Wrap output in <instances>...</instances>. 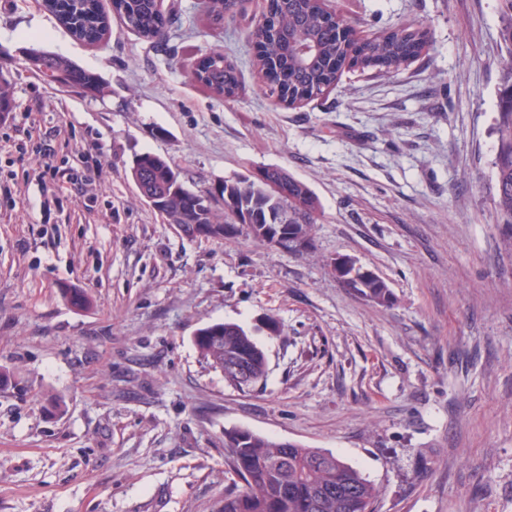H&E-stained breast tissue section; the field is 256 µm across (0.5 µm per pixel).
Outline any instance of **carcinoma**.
I'll return each instance as SVG.
<instances>
[{
    "mask_svg": "<svg viewBox=\"0 0 512 512\" xmlns=\"http://www.w3.org/2000/svg\"><path fill=\"white\" fill-rule=\"evenodd\" d=\"M43 4L80 41L99 43L109 32V16L100 0H43ZM111 4L122 24L146 40L157 39L166 28L153 0H111ZM499 5L502 37L512 50V0H499ZM236 7L237 0H209L216 23L233 16ZM266 16L267 24L255 26L252 33L259 46L253 66L260 75L269 68L275 72L265 94L288 105L324 95L347 65L397 73L426 45L420 32L394 28L361 46L340 35L345 18L325 9L320 0H269ZM33 53L46 68L45 79L52 82L55 76H64L61 90L72 88L91 98L101 93L97 73L46 51ZM196 77L217 97L231 99L239 92L237 68L221 53L204 59ZM492 134L496 223L512 230V59L499 90ZM129 174L143 200L156 204L167 222L178 225L188 237L229 241L245 231L270 245L279 233L312 240L319 201L284 168L268 166L258 181L228 179L218 192L208 195L186 188L172 166L154 153L136 156ZM331 272L343 287L366 301L379 306L390 302L392 291L386 280L364 273L355 259L341 257ZM62 294L76 308L89 304L80 288L65 287ZM195 345L232 386L249 388L266 376L264 351L238 324L208 325L197 331ZM239 371L247 379H238ZM224 448L242 485L224 494L218 512H373L379 496L378 487L360 470L329 450L304 448L251 430L237 434L233 428L224 430Z\"/></svg>",
    "mask_w": 512,
    "mask_h": 512,
    "instance_id": "1",
    "label": "carcinoma"
}]
</instances>
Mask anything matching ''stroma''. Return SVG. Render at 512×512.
I'll use <instances>...</instances> for the list:
<instances>
[{"label":"stroma","mask_w":512,"mask_h":512,"mask_svg":"<svg viewBox=\"0 0 512 512\" xmlns=\"http://www.w3.org/2000/svg\"><path fill=\"white\" fill-rule=\"evenodd\" d=\"M172 2L162 43L114 18L91 46L42 0H0L16 105L0 125V512H216L235 427L337 454L379 488L374 512H512V238L491 168L512 57L498 0H323L364 37L410 27L428 47L393 75L344 70L295 106L265 96L251 62L267 0L220 24L207 0ZM33 48L98 73L103 94L48 84L26 64ZM214 49L238 64L234 99L194 77ZM144 152L201 193L288 169L320 201L312 248L181 236L129 175ZM339 255L382 276L391 304L339 284ZM215 322L263 348L253 390L198 352L195 332Z\"/></svg>","instance_id":"1"}]
</instances>
